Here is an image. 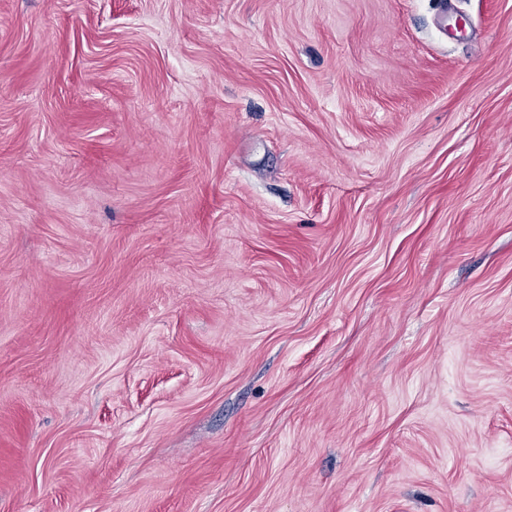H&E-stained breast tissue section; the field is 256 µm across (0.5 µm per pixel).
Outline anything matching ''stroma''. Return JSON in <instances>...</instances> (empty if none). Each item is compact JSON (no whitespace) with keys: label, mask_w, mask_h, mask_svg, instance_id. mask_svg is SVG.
Masks as SVG:
<instances>
[{"label":"stroma","mask_w":512,"mask_h":512,"mask_svg":"<svg viewBox=\"0 0 512 512\" xmlns=\"http://www.w3.org/2000/svg\"><path fill=\"white\" fill-rule=\"evenodd\" d=\"M0 512H512V0H0Z\"/></svg>","instance_id":"obj_1"}]
</instances>
